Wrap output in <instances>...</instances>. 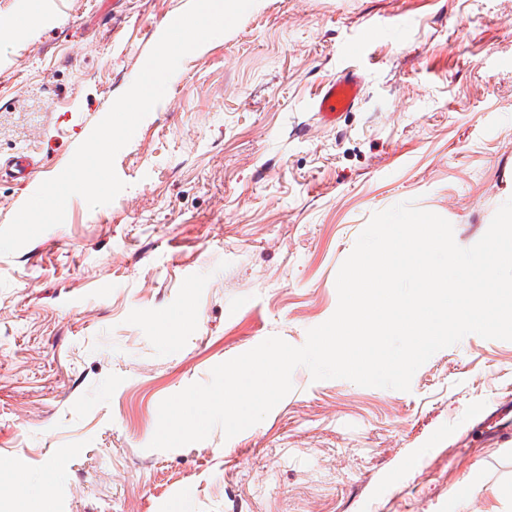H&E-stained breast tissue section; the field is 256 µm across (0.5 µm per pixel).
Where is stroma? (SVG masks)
<instances>
[{"label": "stroma", "mask_w": 512, "mask_h": 512, "mask_svg": "<svg viewBox=\"0 0 512 512\" xmlns=\"http://www.w3.org/2000/svg\"><path fill=\"white\" fill-rule=\"evenodd\" d=\"M190 0H41L0 37V158L57 176ZM355 70L336 122L309 109ZM108 205L0 255V458L31 512H512V341L466 335L410 391L303 367L234 437L153 450L160 403L335 312L376 212L474 245L512 198V0H257L186 55L116 156ZM51 481H44V473Z\"/></svg>", "instance_id": "1"}]
</instances>
